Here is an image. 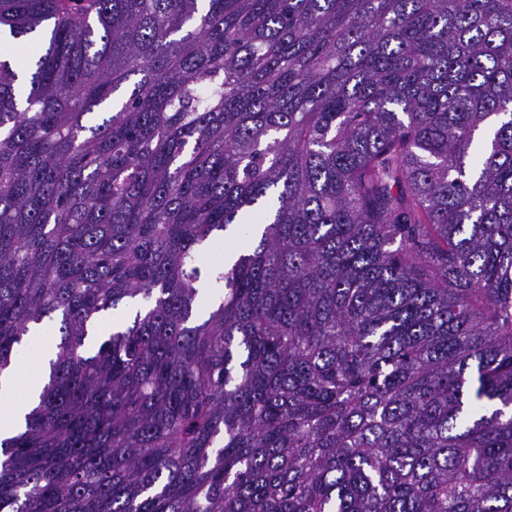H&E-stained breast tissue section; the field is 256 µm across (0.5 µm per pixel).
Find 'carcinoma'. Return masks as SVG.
I'll return each mask as SVG.
<instances>
[{"instance_id":"carcinoma-1","label":"carcinoma","mask_w":512,"mask_h":512,"mask_svg":"<svg viewBox=\"0 0 512 512\" xmlns=\"http://www.w3.org/2000/svg\"><path fill=\"white\" fill-rule=\"evenodd\" d=\"M5 33L0 371L59 342L0 512H512V0Z\"/></svg>"}]
</instances>
